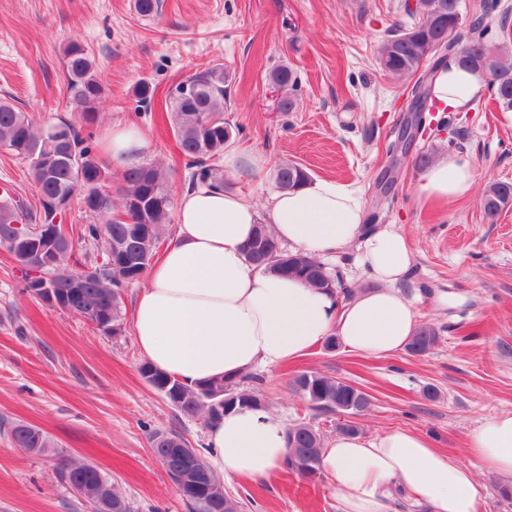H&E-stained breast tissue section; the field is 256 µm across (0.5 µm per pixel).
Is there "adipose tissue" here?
Returning a JSON list of instances; mask_svg holds the SVG:
<instances>
[{
  "label": "adipose tissue",
  "mask_w": 512,
  "mask_h": 512,
  "mask_svg": "<svg viewBox=\"0 0 512 512\" xmlns=\"http://www.w3.org/2000/svg\"><path fill=\"white\" fill-rule=\"evenodd\" d=\"M486 87L485 73L451 61L433 79V102L437 112H461ZM476 178L467 155L449 152L427 169L416 196L445 205L468 198ZM268 215L279 241L319 260L354 249L375 288L343 305L298 279L252 269L243 247L261 221L257 208L235 192L201 186L181 196L177 242L151 266L134 304L135 340L148 361L193 385L298 359L331 336L373 356L409 342L417 321L398 285L412 266L410 248L393 228L364 230L354 189L318 179L271 195ZM286 431L266 409L230 412L209 430L212 463L228 477L271 478L287 453ZM469 452L487 472L512 480V413L489 416L471 435ZM321 468L341 512H386L399 490L431 512H479L482 500L472 469L413 431L338 435Z\"/></svg>",
  "instance_id": "adipose-tissue-1"
}]
</instances>
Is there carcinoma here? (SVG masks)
I'll list each match as a JSON object with an SVG mask.
<instances>
[{
  "label": "carcinoma",
  "instance_id": "carcinoma-1",
  "mask_svg": "<svg viewBox=\"0 0 512 512\" xmlns=\"http://www.w3.org/2000/svg\"><path fill=\"white\" fill-rule=\"evenodd\" d=\"M411 22L395 30L380 52V65L391 75L418 72L426 61L433 65L429 76L451 59L464 68L480 70L492 77L491 87L502 111L512 112V61L501 57V47L486 40V30L474 27L468 36L459 33L461 0H420L409 12ZM68 100L79 111L81 125L70 119L57 118L54 123L39 124L35 116L0 100V148L24 160L29 167L39 199L36 209L12 196L9 189L0 192V247L26 228L35 233L42 224H57L58 254L56 264L43 270L37 280H24L26 291L36 295L49 286L60 302V309L91 322L100 323L99 330L119 336L124 331L122 289L138 283L162 244L165 226L173 207V188L166 175L151 163L129 164L121 172L122 202L112 201L110 188L114 171L112 160L101 154L91 128L99 116V104L106 87L95 70L85 48L70 43L65 51ZM196 91L190 98L171 92L168 95L171 126L181 152L193 168L190 187L199 184L224 188V178L211 164L233 135L224 121L227 76L224 66L217 64L191 75ZM272 82L282 91L280 110L291 112L296 105V77L291 69L280 67L271 74ZM278 188H299L310 181L308 172L294 163H284L276 170ZM92 217L93 222L80 225L77 237L64 229V221H56L73 203ZM512 203V183L490 184L482 198L486 217L493 219ZM96 248L94 264L88 266L75 258V242ZM246 261L255 269H270L292 276L315 289L336 293L337 273L300 251L281 246L268 225L258 224L253 238L244 247ZM83 277L79 287L71 278ZM438 341L437 330L427 324L418 326L407 350L422 355ZM146 380L160 391L182 415H204L217 423L236 407L260 406L259 394L247 389L241 375L189 386L149 363L141 366ZM294 392L312 410L343 413L355 417L364 412L369 396L346 381L320 373H303L293 381ZM10 438L18 448L33 453H46L55 447L42 431L22 423L9 428ZM151 445L158 460L170 469H185L192 462L184 459L179 449L183 437L173 431H156ZM288 453L284 466L302 477H312L321 470L322 438L308 424L287 429ZM60 483L70 490L80 483L86 486L81 498L93 512H101L93 500L94 487L107 479L83 464L67 462L56 469ZM182 496L199 512H236L227 497L210 501L200 490L180 489Z\"/></svg>",
  "mask_w": 512,
  "mask_h": 512
}]
</instances>
